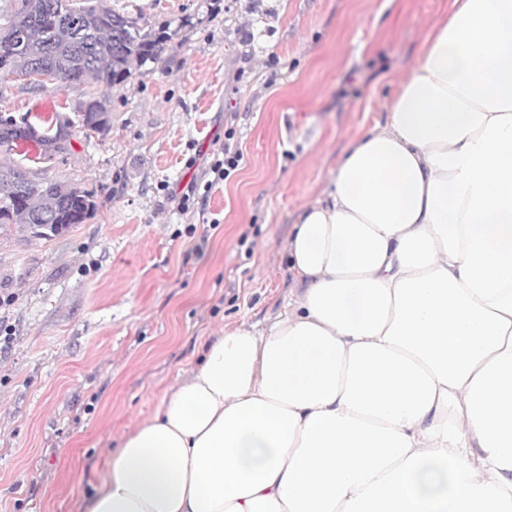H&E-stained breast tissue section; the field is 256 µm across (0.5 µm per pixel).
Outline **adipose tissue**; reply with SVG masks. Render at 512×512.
Masks as SVG:
<instances>
[{
    "label": "adipose tissue",
    "mask_w": 512,
    "mask_h": 512,
    "mask_svg": "<svg viewBox=\"0 0 512 512\" xmlns=\"http://www.w3.org/2000/svg\"><path fill=\"white\" fill-rule=\"evenodd\" d=\"M384 122L83 512H512V0H448Z\"/></svg>",
    "instance_id": "ef3b65f1"
}]
</instances>
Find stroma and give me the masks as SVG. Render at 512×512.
<instances>
[{
    "instance_id": "1",
    "label": "stroma",
    "mask_w": 512,
    "mask_h": 512,
    "mask_svg": "<svg viewBox=\"0 0 512 512\" xmlns=\"http://www.w3.org/2000/svg\"><path fill=\"white\" fill-rule=\"evenodd\" d=\"M447 0H106L160 60L95 81L0 79V120L72 117L107 134L31 169L97 209L50 239L0 233V512H80L121 433L151 416L225 325L265 326L293 285L283 249L354 138L384 121ZM233 141L228 180L209 169ZM74 117L75 120L68 118V128L77 129V132L88 140L96 135L106 134L111 128V117L107 112L106 103L99 99L84 102L78 111L74 112Z\"/></svg>"
}]
</instances>
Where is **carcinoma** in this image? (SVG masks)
Instances as JSON below:
<instances>
[{"instance_id":"carcinoma-1","label":"carcinoma","mask_w":512,"mask_h":512,"mask_svg":"<svg viewBox=\"0 0 512 512\" xmlns=\"http://www.w3.org/2000/svg\"><path fill=\"white\" fill-rule=\"evenodd\" d=\"M166 40L135 25V21L109 7L105 0H22L18 13L0 28V72L7 75L44 64L59 88L88 79L108 87L123 81L130 65L157 62ZM75 129L84 138L104 135L111 128L106 103L84 102L67 126L55 135L37 134L32 126L17 127L0 122V146L18 140H34L40 151L65 149ZM17 168L0 169V224H18L28 230L33 224H52L42 238L50 239L85 223L96 205L92 196L74 183L35 177L24 179Z\"/></svg>"}]
</instances>
